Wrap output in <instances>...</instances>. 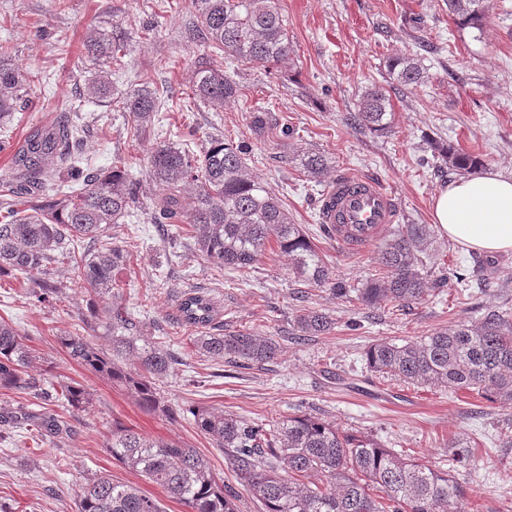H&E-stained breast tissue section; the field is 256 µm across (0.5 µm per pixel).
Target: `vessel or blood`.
Listing matches in <instances>:
<instances>
[{"label": "vessel or blood", "mask_w": 512, "mask_h": 512, "mask_svg": "<svg viewBox=\"0 0 512 512\" xmlns=\"http://www.w3.org/2000/svg\"><path fill=\"white\" fill-rule=\"evenodd\" d=\"M399 206L378 179L346 174L323 194L320 219L337 241L358 248L378 238L396 223Z\"/></svg>", "instance_id": "obj_1"}]
</instances>
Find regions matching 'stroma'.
Wrapping results in <instances>:
<instances>
[{
    "mask_svg": "<svg viewBox=\"0 0 512 512\" xmlns=\"http://www.w3.org/2000/svg\"><path fill=\"white\" fill-rule=\"evenodd\" d=\"M291 46L288 59L272 67L225 59L226 76L241 97L215 112L190 99L191 77L201 44L188 42L184 26L191 0H0V42L12 47L23 71L48 75L32 86L10 118L11 134L0 149V175L11 172L13 148L34 129L69 118L82 126L84 160L107 169L120 160L139 180L140 206L109 231L124 246L115 271L119 304L145 339L168 346L178 362L164 380V395L177 420L144 412L130 392L73 362L60 339L86 333L82 314L92 297L71 287L72 268L55 265L58 296L27 300L16 274L0 276V322L12 325L38 358L32 371L48 369L57 380L82 384L93 396L75 412L73 439L49 441L18 430L0 440V512H78L86 484L107 474L160 501L165 512H190L138 472L113 460L103 435L120 421L146 437L182 441L196 448L212 471L236 494L238 512H262L250 492L237 486L224 455L197 433L191 409L213 408L250 423L276 424L291 416L324 419L345 434L372 438L404 459L447 471L467 491L457 512H512V402L491 403L477 392L417 386L368 371L363 355L378 341H415L436 329L475 323L498 311L512 318V253L465 252L439 234L424 256L431 279H445L420 303L406 307L362 306L294 278L285 254L268 245L261 262L248 268L216 269L194 250L188 232L154 223L155 187L147 177L152 139L127 136L129 113L79 101L86 64L83 42L92 29L118 25L129 34L124 66L112 80L118 90L137 86L154 59L170 58L165 80L176 105L164 125L190 136L203 150L209 135L224 132L251 145L249 172L283 200L324 261L349 286L377 273V243L351 249L318 230L317 201L327 188L303 172L298 154L320 151L332 160L331 176H375L399 203L404 222L432 221L433 199L449 183L432 157L431 141L479 154L484 171L512 177V0H490L482 31L459 29L446 0H279ZM438 44L425 61L429 78L415 92H392L393 128L384 136L352 129L349 112L365 87L384 84L389 58L409 52L415 40ZM274 109L290 136L254 139L253 110ZM470 279L460 287L457 274ZM208 292L231 330H250L280 345L277 359L262 368L237 370L198 354L190 331L177 320L181 293ZM319 310L336 321L327 335L294 340L298 310ZM467 442L459 462L452 443Z\"/></svg>",
    "mask_w": 512,
    "mask_h": 512,
    "instance_id": "stroma-1",
    "label": "stroma"
}]
</instances>
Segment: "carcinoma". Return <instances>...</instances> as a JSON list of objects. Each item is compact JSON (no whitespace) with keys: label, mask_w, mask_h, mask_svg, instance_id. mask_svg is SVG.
I'll return each mask as SVG.
<instances>
[{"label":"carcinoma","mask_w":512,"mask_h":512,"mask_svg":"<svg viewBox=\"0 0 512 512\" xmlns=\"http://www.w3.org/2000/svg\"><path fill=\"white\" fill-rule=\"evenodd\" d=\"M195 12L188 38L200 39L214 56L200 62L192 75L193 95L217 112L239 96V88L217 59L228 55L245 64H280L290 53L288 30L278 0H192ZM448 14L462 29L482 31L489 0H447ZM94 76L85 96L129 112L136 131L154 125L168 91L148 80L119 92L112 73L124 58L117 26L97 28L83 43ZM440 47L422 42L419 50L388 61V86L365 88L347 121L356 130L375 135L391 132L390 90L412 92L425 82L422 51ZM31 76L11 64V47L0 43V122L5 124L27 95ZM279 125L268 111L250 115L255 139ZM82 129L64 120L33 132L14 155L11 177L0 182V273L9 270L34 282L32 292L43 302L58 293L41 277L61 259L73 267L77 288H91L103 306L89 303L87 325L101 329L104 349L94 337H61L66 353L88 370L128 390L140 406L173 417L158 382L174 371L175 357L160 345L134 334L136 324L112 299V272L124 260V249L102 242L113 224H120L138 204L139 182L114 164L106 171L82 164ZM437 160L457 176L483 166L480 157L453 145L437 143ZM246 142L210 135L195 154L187 140L159 142L148 158L147 175L158 188L154 219L189 226L197 250L217 268H246L260 261L275 241L288 255L292 272L305 284L327 288L339 298L356 292L364 306L384 303L408 306L430 295L421 255L432 245L428 224H399L382 242L383 275L351 289L324 263L301 226L288 217L281 198L247 172ZM324 153L301 158L307 176L321 182L329 170ZM67 177L81 184L79 192L51 197L55 182ZM179 322L195 332V350L209 358L227 359L241 368L276 359L280 346L270 337L244 331L216 332L220 311L209 294L190 289L178 304ZM335 322L318 310L302 309L294 318L296 338L330 333ZM370 371L424 386L474 389L486 400L512 401V321L496 311L475 324L460 323L401 344L380 341L364 353ZM36 351L7 322H0V389L25 394L44 404L34 412L22 404L0 412V433L35 426L48 438L69 437V417L92 405L91 394L75 382L33 377L27 369ZM197 432L224 453V465L235 481L260 503L263 512H453L463 487L448 474L415 460L406 461L366 438L341 434L329 422L292 416L267 428L209 408L191 411ZM105 448L117 462L161 486L170 499L191 512H236L224 483L206 459L182 442L150 439L120 422L112 423ZM78 512H164L159 502L137 488L101 476L84 488Z\"/></svg>","instance_id":"carcinoma-1"}]
</instances>
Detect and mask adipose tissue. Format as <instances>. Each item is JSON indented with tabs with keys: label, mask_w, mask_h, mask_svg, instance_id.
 <instances>
[{
	"label": "adipose tissue",
	"mask_w": 512,
	"mask_h": 512,
	"mask_svg": "<svg viewBox=\"0 0 512 512\" xmlns=\"http://www.w3.org/2000/svg\"><path fill=\"white\" fill-rule=\"evenodd\" d=\"M436 227L478 253L512 252V178L496 173L449 182L433 200Z\"/></svg>",
	"instance_id": "obj_1"
}]
</instances>
